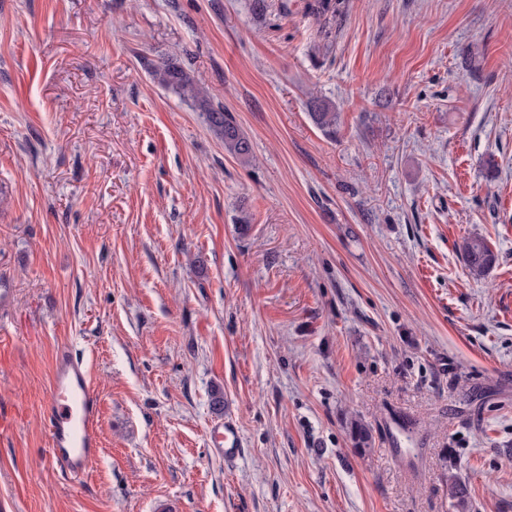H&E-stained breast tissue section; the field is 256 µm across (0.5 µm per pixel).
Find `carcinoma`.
Here are the masks:
<instances>
[{
    "label": "carcinoma",
    "instance_id": "1",
    "mask_svg": "<svg viewBox=\"0 0 512 512\" xmlns=\"http://www.w3.org/2000/svg\"><path fill=\"white\" fill-rule=\"evenodd\" d=\"M152 76L167 89L182 99L192 102L202 112L209 129L224 143V150L240 161L252 158V144L233 118L224 111V106L214 105L206 91L188 71L174 61H165L153 66ZM311 116L314 122L327 134L336 132L337 113L325 101H313ZM461 250L471 276L478 278L494 266L497 255L487 241L479 236L463 239ZM349 435L356 451L366 454L372 450V434L367 425L353 418L349 422ZM448 489L457 512H469V492L459 479L448 476Z\"/></svg>",
    "mask_w": 512,
    "mask_h": 512
}]
</instances>
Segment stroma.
Wrapping results in <instances>:
<instances>
[{
  "label": "stroma",
  "mask_w": 512,
  "mask_h": 512,
  "mask_svg": "<svg viewBox=\"0 0 512 512\" xmlns=\"http://www.w3.org/2000/svg\"><path fill=\"white\" fill-rule=\"evenodd\" d=\"M313 2L0 0V512H456L452 474L512 512V0ZM62 348L100 398L80 477L41 419ZM151 73L160 85L171 89L183 100L191 101L202 112L209 129L224 143L225 151L240 161L250 162L253 148L249 138L224 111L223 105L212 103L193 75L173 60L154 65ZM312 103L313 112H311V116L314 122L327 134L335 133L337 113L333 110V107L325 101L314 100ZM461 250L470 275L476 279L483 276L497 262V255L482 237L470 236L464 238ZM348 429L355 450L361 454L371 452L372 434L369 427L361 420L353 418L349 422ZM208 442L213 453L224 456V462H236L244 454L239 431L229 420L218 422L211 427Z\"/></svg>",
  "instance_id": "1"
}]
</instances>
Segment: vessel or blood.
Listing matches in <instances>:
<instances>
[{"mask_svg": "<svg viewBox=\"0 0 512 512\" xmlns=\"http://www.w3.org/2000/svg\"><path fill=\"white\" fill-rule=\"evenodd\" d=\"M43 418L51 464L72 476L84 475L99 454V393L84 363L68 351H59L55 357ZM208 442L211 451L229 463L244 453L239 431L228 420L211 427Z\"/></svg>", "mask_w": 512, "mask_h": 512, "instance_id": "b4317fda", "label": "vessel or blood"}]
</instances>
